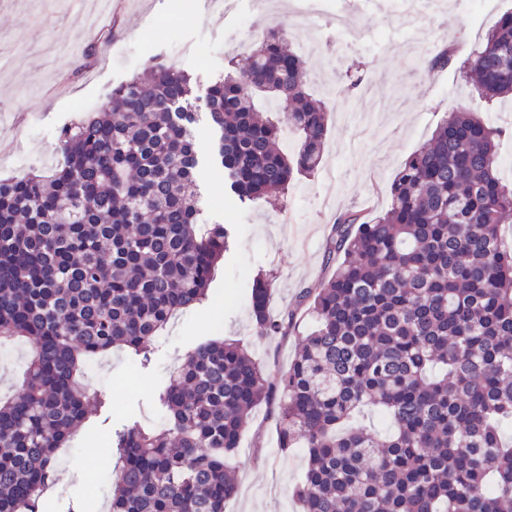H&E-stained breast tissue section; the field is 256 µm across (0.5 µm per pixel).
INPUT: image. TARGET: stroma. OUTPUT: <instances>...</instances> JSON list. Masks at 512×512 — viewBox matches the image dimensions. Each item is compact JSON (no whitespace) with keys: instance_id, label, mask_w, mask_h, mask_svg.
<instances>
[{"instance_id":"stroma-1","label":"stroma","mask_w":512,"mask_h":512,"mask_svg":"<svg viewBox=\"0 0 512 512\" xmlns=\"http://www.w3.org/2000/svg\"><path fill=\"white\" fill-rule=\"evenodd\" d=\"M337 0L324 12L303 20L290 0H269L255 11L252 0H236L223 14L205 8L204 0H116L112 15L95 30L84 28L78 13L47 0H0V179L21 177L36 169L47 173L58 161L53 148L59 129L82 115V103L100 108L112 87L130 77H149L156 64L188 71L200 108L198 148L209 152L212 131L203 110L212 81L230 59L244 55L252 36L285 25L292 49L308 59L307 85L329 112V133L318 170L297 177L286 204L275 208L262 200L242 203L225 197L223 208L211 204L224 191L215 173L199 187L203 218L231 225L229 251L219 261L207 299L180 314L154 345L148 366L135 364L124 349H113L112 362L98 366L97 390L89 391V419L56 460L55 483L48 496L51 512H74L90 500L91 512L112 495L114 432L136 421L161 427L156 395L175 367L200 342L232 339L247 347L267 367L269 376L287 370L301 336L314 325L299 308L302 288L330 275L327 244L337 218L351 210L377 213L389 202L388 188L403 160L425 143L450 113L467 110L505 126L501 158L512 156V99L487 106L465 81L460 65L481 43L512 0H488L483 12L470 0H443L437 13L406 25L400 12L374 5L356 10L353 36H338L333 14ZM81 39V57L62 45ZM455 48L448 67L429 70L441 44ZM207 45L211 67H200L195 46ZM361 86H354L356 77ZM268 272L276 280L268 297L271 315L291 310L290 335L265 340L253 334L250 292L254 278ZM30 347L0 344V397L22 386ZM238 492L224 512H297L291 491L305 467L304 449L277 445V418L272 408L257 407L239 447L229 459Z\"/></svg>"}]
</instances>
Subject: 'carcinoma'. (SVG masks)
I'll return each mask as SVG.
<instances>
[{
    "label": "carcinoma",
    "instance_id": "carcinoma-1",
    "mask_svg": "<svg viewBox=\"0 0 512 512\" xmlns=\"http://www.w3.org/2000/svg\"><path fill=\"white\" fill-rule=\"evenodd\" d=\"M465 72L485 101L512 97V12ZM192 92L190 73L159 64L61 127L49 174L0 181V342L31 346L22 390L0 402V512H49L55 451L88 418L83 362L119 346L147 363L170 320L207 298L229 229L200 222ZM205 107L214 166L242 203L278 200L322 161L327 112L282 25L231 61ZM272 112L298 137L291 154L277 149ZM502 134L452 113L402 163L384 212L338 219L336 270L298 296L315 325L274 381L236 342L188 353L157 395L166 428L133 424L112 438L120 468L107 512H224L237 493L229 456L262 403L277 412L278 446L306 450L301 512H512ZM272 281L252 291L259 339L291 326L292 315L268 314ZM365 406L390 421L383 439L347 426Z\"/></svg>",
    "mask_w": 512,
    "mask_h": 512
}]
</instances>
